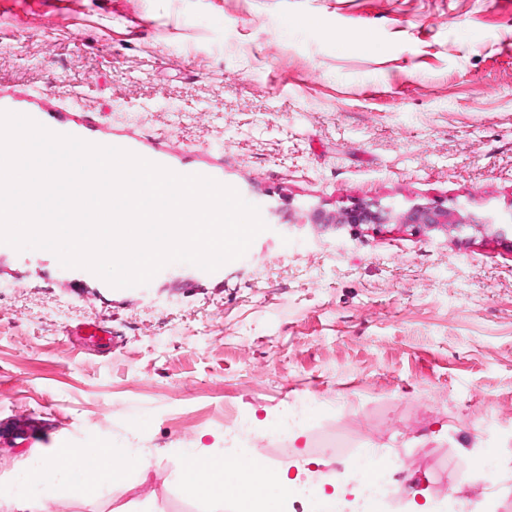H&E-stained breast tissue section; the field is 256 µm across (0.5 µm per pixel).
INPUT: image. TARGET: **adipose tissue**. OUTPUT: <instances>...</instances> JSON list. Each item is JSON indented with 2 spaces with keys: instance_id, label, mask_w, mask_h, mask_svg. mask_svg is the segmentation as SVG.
<instances>
[{
  "instance_id": "adipose-tissue-1",
  "label": "adipose tissue",
  "mask_w": 512,
  "mask_h": 512,
  "mask_svg": "<svg viewBox=\"0 0 512 512\" xmlns=\"http://www.w3.org/2000/svg\"><path fill=\"white\" fill-rule=\"evenodd\" d=\"M24 474L31 491L18 495L14 512H41L44 499L66 495L96 499L112 485L124 482L137 467L136 459L116 448H66L54 455L29 452ZM183 497L212 505L213 512H281L300 484L287 467L261 469L256 457H224L202 448L187 450L178 475Z\"/></svg>"
}]
</instances>
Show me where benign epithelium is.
<instances>
[{"instance_id":"obj_1","label":"benign epithelium","mask_w":512,"mask_h":512,"mask_svg":"<svg viewBox=\"0 0 512 512\" xmlns=\"http://www.w3.org/2000/svg\"><path fill=\"white\" fill-rule=\"evenodd\" d=\"M317 224H414L416 227L442 229L448 233H462L470 228L476 232L504 236L512 233V211L493 216H485L477 211L461 208H447L434 205H417L405 213L392 214L391 210L373 208L368 203H355L330 215L322 214L315 220Z\"/></svg>"}]
</instances>
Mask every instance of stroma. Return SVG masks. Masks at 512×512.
<instances>
[{
	"mask_svg": "<svg viewBox=\"0 0 512 512\" xmlns=\"http://www.w3.org/2000/svg\"><path fill=\"white\" fill-rule=\"evenodd\" d=\"M0 111L200 171L267 225L214 272L172 263L128 288L0 251V502L29 448L108 446L144 473L42 512H198L182 451L223 453L225 410L264 428L312 396L298 440L260 450L271 466L381 448L401 512L449 489L512 512V236L309 221L353 200L512 210V0H71L35 26L1 12ZM87 321L115 345L68 336ZM494 449L498 470L481 463Z\"/></svg>",
	"mask_w": 512,
	"mask_h": 512,
	"instance_id": "obj_1",
	"label": "stroma"
}]
</instances>
